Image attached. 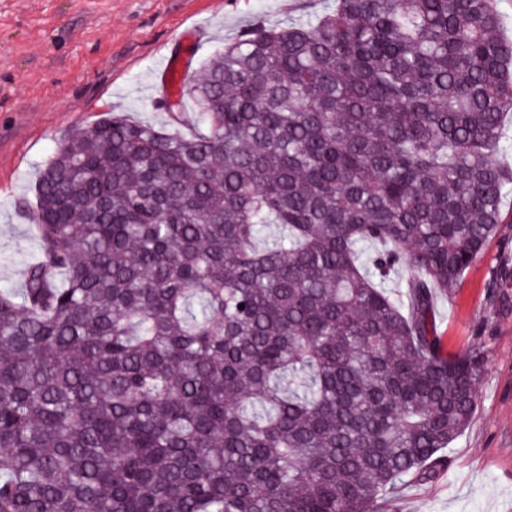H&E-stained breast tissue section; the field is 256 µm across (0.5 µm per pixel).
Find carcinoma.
Wrapping results in <instances>:
<instances>
[{
	"label": "carcinoma",
	"mask_w": 512,
	"mask_h": 512,
	"mask_svg": "<svg viewBox=\"0 0 512 512\" xmlns=\"http://www.w3.org/2000/svg\"><path fill=\"white\" fill-rule=\"evenodd\" d=\"M500 26L332 0L211 53L167 106L193 134L113 112L59 146L0 288V512H389L433 478L485 373L434 300L512 194Z\"/></svg>",
	"instance_id": "obj_1"
}]
</instances>
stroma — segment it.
<instances>
[{"instance_id":"35a3bbf8","label":"stroma","mask_w":512,"mask_h":512,"mask_svg":"<svg viewBox=\"0 0 512 512\" xmlns=\"http://www.w3.org/2000/svg\"><path fill=\"white\" fill-rule=\"evenodd\" d=\"M329 0H0V284L18 283L39 256L30 232L40 164L81 127L109 112L183 133L195 107L164 112L155 76L162 48L191 35L193 68L255 20L322 15ZM505 221L434 316L447 352L479 346L485 375L470 425L430 481L408 482L395 512H512V195Z\"/></svg>"}]
</instances>
